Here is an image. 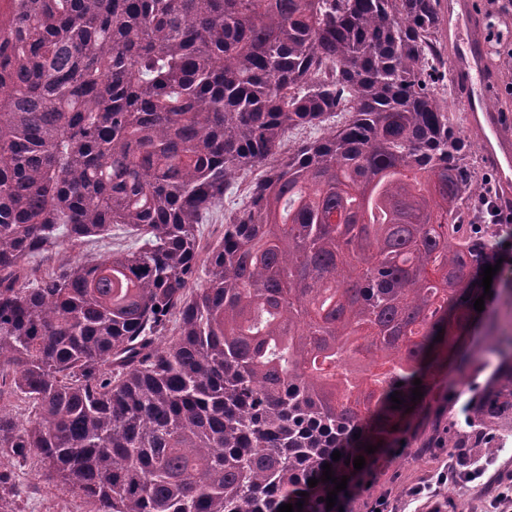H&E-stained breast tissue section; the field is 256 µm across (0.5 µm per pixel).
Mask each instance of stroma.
I'll list each match as a JSON object with an SVG mask.
<instances>
[{
  "label": "stroma",
  "instance_id": "1",
  "mask_svg": "<svg viewBox=\"0 0 512 512\" xmlns=\"http://www.w3.org/2000/svg\"><path fill=\"white\" fill-rule=\"evenodd\" d=\"M112 243L89 244L82 248L61 246L57 258L29 263L34 275L54 269L59 262L101 260L113 243L124 242L121 231H113ZM474 381V374H460L457 364L445 361L426 395L424 408L411 436L396 449L393 460H379L364 476L360 487L343 501V512H435L447 506L448 512H512V501L499 503L498 495L512 490V447L501 449L489 459L462 466L457 449L431 448L420 452L415 440L426 439L434 428H446L458 406L454 390L460 379ZM0 475L20 491L17 512H87L82 499L65 487L47 480L36 466L19 467L7 458L0 459Z\"/></svg>",
  "mask_w": 512,
  "mask_h": 512
}]
</instances>
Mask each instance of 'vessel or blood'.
<instances>
[{"label":"vessel or blood","mask_w":512,"mask_h":512,"mask_svg":"<svg viewBox=\"0 0 512 512\" xmlns=\"http://www.w3.org/2000/svg\"><path fill=\"white\" fill-rule=\"evenodd\" d=\"M445 35L451 47L449 66L454 87L463 102L469 128L478 136L483 157L498 181L512 186V126L500 112L490 108L494 83L487 68L484 46L468 38L478 29L481 17L474 0H445Z\"/></svg>","instance_id":"b4317fda"}]
</instances>
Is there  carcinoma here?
Here are the masks:
<instances>
[{
  "label": "carcinoma",
  "mask_w": 512,
  "mask_h": 512,
  "mask_svg": "<svg viewBox=\"0 0 512 512\" xmlns=\"http://www.w3.org/2000/svg\"><path fill=\"white\" fill-rule=\"evenodd\" d=\"M448 73L442 0H0V457L89 512H337L323 465L339 504L364 473L345 460L398 447L436 337L470 334L496 364L456 391L448 447L496 455L503 271V315L474 303L512 225L489 223ZM114 228L131 244L30 284L29 259ZM17 496L0 479V512ZM261 168H253L252 171L243 173L233 183V187L224 199V204L218 205L213 209L211 217L202 228V242H210L221 236L224 232V210L231 207L233 203L242 205L245 199L244 188L251 180L258 178L261 174Z\"/></svg>",
  "instance_id": "cac0c4a2"
}]
</instances>
